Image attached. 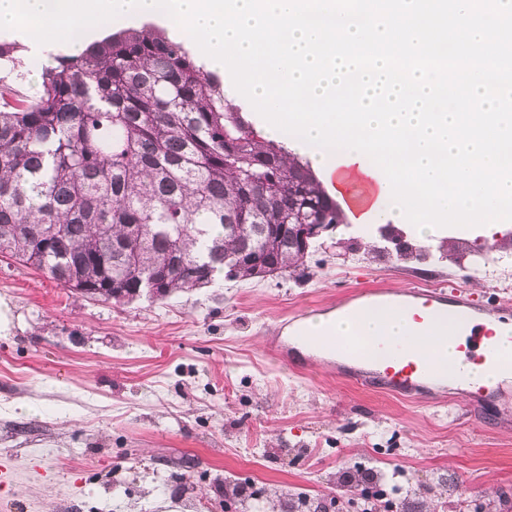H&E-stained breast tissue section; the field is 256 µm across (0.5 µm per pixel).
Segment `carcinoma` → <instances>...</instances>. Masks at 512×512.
<instances>
[{"instance_id":"1","label":"carcinoma","mask_w":512,"mask_h":512,"mask_svg":"<svg viewBox=\"0 0 512 512\" xmlns=\"http://www.w3.org/2000/svg\"><path fill=\"white\" fill-rule=\"evenodd\" d=\"M20 45L0 42V254L116 305L161 277L159 299L218 273L259 279L304 264L295 224H342L309 164L270 141L226 98L186 39L150 25L54 54L39 90ZM378 512L369 468L346 479ZM282 512H327L289 495Z\"/></svg>"}]
</instances>
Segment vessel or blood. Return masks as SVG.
<instances>
[{
    "label": "vessel or blood",
    "mask_w": 512,
    "mask_h": 512,
    "mask_svg": "<svg viewBox=\"0 0 512 512\" xmlns=\"http://www.w3.org/2000/svg\"><path fill=\"white\" fill-rule=\"evenodd\" d=\"M371 295L375 303L403 310L417 331H428L442 320L453 323L457 333L456 352L465 364L479 369V376L449 379L440 371L435 358L417 354L404 343L391 345L385 337L377 339L372 350L367 351L351 337L294 333L273 337L272 352L286 362L297 358L318 359L330 373L404 399L443 398L449 382L453 381L465 386L469 404L479 408L490 401L484 374L500 369L512 371V334L489 328L499 318L498 310L476 304L456 289L385 287L372 290Z\"/></svg>",
    "instance_id": "1"
}]
</instances>
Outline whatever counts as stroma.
<instances>
[{"label":"stroma","instance_id":"stroma-1","mask_svg":"<svg viewBox=\"0 0 512 512\" xmlns=\"http://www.w3.org/2000/svg\"><path fill=\"white\" fill-rule=\"evenodd\" d=\"M400 226L337 225L301 271L255 282L217 276L164 300L116 306L0 256V512H224V481L275 496H341L373 467L423 512H512V384L495 414L404 400L268 347L288 314L346 292L456 284L512 302V223L493 239L449 230L423 255Z\"/></svg>","mask_w":512,"mask_h":512}]
</instances>
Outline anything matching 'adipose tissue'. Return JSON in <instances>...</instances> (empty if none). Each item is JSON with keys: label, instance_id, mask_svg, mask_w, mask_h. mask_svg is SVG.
<instances>
[{"label": "adipose tissue", "instance_id": "obj_1", "mask_svg": "<svg viewBox=\"0 0 512 512\" xmlns=\"http://www.w3.org/2000/svg\"><path fill=\"white\" fill-rule=\"evenodd\" d=\"M311 167L321 176L329 194L351 210L353 223L367 227L386 224L398 217L399 211L392 199L385 196L384 184L370 174L368 159H348L342 148L333 157L320 150L312 159ZM313 326L318 330L332 328L337 335L352 336L364 344L382 335L405 336L413 349L424 356L448 351L451 342L450 335L440 326L423 336L411 335L407 321L386 310H369L351 319L337 315L321 317Z\"/></svg>", "mask_w": 512, "mask_h": 512}]
</instances>
